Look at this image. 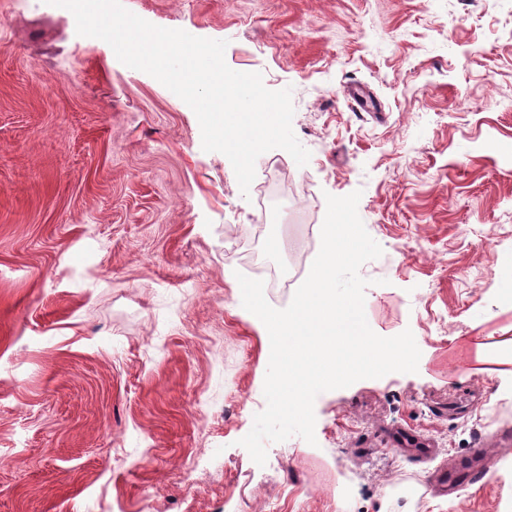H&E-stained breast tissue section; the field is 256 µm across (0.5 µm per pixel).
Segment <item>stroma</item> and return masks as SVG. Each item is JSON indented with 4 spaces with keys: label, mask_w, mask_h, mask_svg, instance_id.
I'll return each mask as SVG.
<instances>
[{
    "label": "stroma",
    "mask_w": 512,
    "mask_h": 512,
    "mask_svg": "<svg viewBox=\"0 0 512 512\" xmlns=\"http://www.w3.org/2000/svg\"><path fill=\"white\" fill-rule=\"evenodd\" d=\"M123 4L291 88L310 159L265 152L242 193L159 81L0 0V512H512V362L457 357L512 338V0ZM355 191L383 250L367 322L411 330L418 370L319 394L315 444L267 443V482L239 441L270 347L236 275L292 269ZM481 447L488 477L432 488Z\"/></svg>",
    "instance_id": "1"
}]
</instances>
